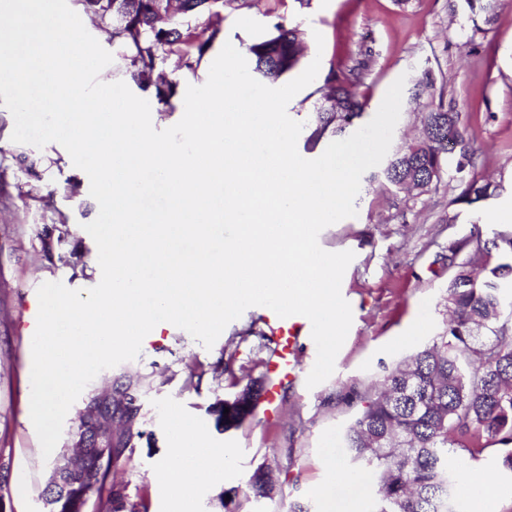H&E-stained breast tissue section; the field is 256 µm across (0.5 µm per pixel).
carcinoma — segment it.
I'll list each match as a JSON object with an SVG mask.
<instances>
[{
    "label": "carcinoma",
    "instance_id": "obj_1",
    "mask_svg": "<svg viewBox=\"0 0 512 512\" xmlns=\"http://www.w3.org/2000/svg\"><path fill=\"white\" fill-rule=\"evenodd\" d=\"M79 9L106 31L124 61L126 78L142 88L154 89L159 103L177 93L166 64L175 56L178 65L192 68L211 48L221 32L224 4L235 0H176L177 8L161 21L155 0H74ZM210 31L208 40L192 39V27ZM253 73L270 84H282L302 58L298 31L280 23L275 32L246 47ZM365 62L351 69H330L321 85L313 111L307 113L306 144L314 146L345 134L361 118L365 103L356 92ZM425 133L420 141L403 145L393 158L386 181L413 196L428 191L447 174L448 145L460 146L456 173L472 161V151L459 124V114L439 107L422 113ZM500 185L472 179L456 198L472 205L499 195ZM56 189L40 197L53 214L39 234L48 258L85 272L78 247L63 249L72 237L66 215L55 205ZM470 241L448 246V279L444 302L448 312L441 331L431 341L386 372L380 392L355 387L342 395L358 404L345 430V447L356 466L353 477L370 476L377 482L372 512H454V492L466 473V457L495 446L499 462L512 471V231H502L478 251L484 260L478 275L467 260L458 261ZM232 361L219 356L206 364L195 361L173 372L184 391L199 390L205 376L217 385L224 375L236 378ZM154 381V372H123L107 391H90L83 401L79 427L92 419V407L112 403V442L101 452L64 448L81 453L78 468L60 476L52 490L55 512H149L143 495L131 496L127 484L115 478L140 442L144 421L142 402ZM224 399L208 407L215 427L239 428L246 415L233 407L224 413ZM256 498L272 499L279 492L269 467L262 464L247 484Z\"/></svg>",
    "mask_w": 512,
    "mask_h": 512
}]
</instances>
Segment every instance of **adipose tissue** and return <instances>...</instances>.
<instances>
[{
	"mask_svg": "<svg viewBox=\"0 0 512 512\" xmlns=\"http://www.w3.org/2000/svg\"><path fill=\"white\" fill-rule=\"evenodd\" d=\"M174 444L170 461L158 475L169 499L175 503V512H185L184 501L189 496V483L212 478L232 463V454L226 448H210L200 444L193 434L190 422L180 413L171 416Z\"/></svg>",
	"mask_w": 512,
	"mask_h": 512,
	"instance_id": "obj_1",
	"label": "adipose tissue"
}]
</instances>
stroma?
Instances as JSON below:
<instances>
[{"label": "stroma", "instance_id": "35a3bbf8", "mask_svg": "<svg viewBox=\"0 0 512 512\" xmlns=\"http://www.w3.org/2000/svg\"><path fill=\"white\" fill-rule=\"evenodd\" d=\"M223 30L196 71L174 69L179 96L169 104L155 102L145 91L155 129L176 124L184 113L183 89L203 85L210 66L225 43L237 50L273 33L277 22L298 28L307 45L305 61L320 59L321 73L330 67L354 65L367 59L359 93L367 100L362 122L376 114L389 86L405 77L402 107L392 144L400 146L418 133L417 104L444 99L453 102L461 128L473 150L466 176L499 181V196L474 207L458 203V178L442 182L418 197L407 196L388 184L378 168L367 170L355 200L357 214L323 229L318 241L326 251L349 250L354 258L341 284L353 320L335 361L334 373L314 388L306 378L316 360L313 340L296 347L293 379L284 381L276 396L275 417L258 405L241 427L218 432L207 408L215 398H233L250 381H266L273 354L262 347L249 326L264 328V311L253 306L229 323L212 348H205L185 330L169 326L164 335L144 339L132 367L153 368L157 389L144 398V427L150 442L134 448L120 477L130 493L147 491L150 512H171L157 483V472L169 461L173 434L169 416L180 411L196 426L197 435L215 446L231 449L233 465L192 487L190 512H219L218 497L238 490L240 512H288L298 501L311 512H324L317 490L327 481L323 464L331 459L337 475L350 467L342 442L356 410L340 401L350 387L365 391L380 380L386 368L408 358L440 331L447 318L443 294L452 275L448 244L480 227L483 238L496 230H512V0H493L492 10L470 12L465 0H251L228 4ZM323 45H316L315 34ZM432 71L434 88L416 92L425 71ZM14 119L0 104V459L10 464L8 481L0 486L7 512H41L50 461L44 460L30 418L32 338L24 326L38 287L48 281L85 290L101 279L98 250L84 226L98 215L89 193L87 174L64 159L57 143L44 148L12 142ZM76 182L78 194L66 186ZM57 188L56 204L70 217L71 230L90 272L73 276L70 269L46 258L38 233L49 223L39 197ZM504 215L502 225L482 224L484 211ZM234 356L236 383H203L185 391L171 379L184 362H207L219 355ZM280 465L281 486L274 499L247 495L253 470L269 460ZM467 474L474 483L490 482L499 490L491 504L465 492L456 495L457 512H512V471L504 469L494 449L471 459Z\"/></svg>", "mask_w": 512, "mask_h": 512}]
</instances>
